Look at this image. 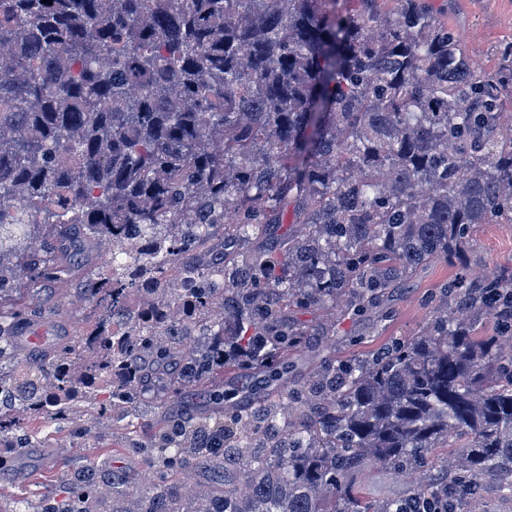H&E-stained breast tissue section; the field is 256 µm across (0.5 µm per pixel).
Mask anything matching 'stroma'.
I'll list each match as a JSON object with an SVG mask.
<instances>
[{
	"mask_svg": "<svg viewBox=\"0 0 512 512\" xmlns=\"http://www.w3.org/2000/svg\"><path fill=\"white\" fill-rule=\"evenodd\" d=\"M442 21L460 37L468 56L488 73L507 68L500 51L512 42V0H432ZM473 270L485 267L499 270L512 267V224H484L474 235L470 251ZM457 273L445 261H431L413 274L408 288L398 291L391 302L394 316L384 322L352 319L345 313L327 309L289 311L290 319L310 330L320 329L327 317L336 319V343L321 349V357L346 360L365 358L392 343L422 334L432 320V307L427 302L435 287ZM80 278H73L65 295L49 299V308L37 330L42 335H61L85 328L90 316L89 303L79 301ZM28 430L46 440L45 448L28 453L18 460V478L0 480V512H41L43 503L55 496L67 474L106 458L113 473L128 477L130 489L139 490L144 470L138 457L127 448L125 440L133 429L118 422L108 430H93L85 438H76L68 430L57 429L46 419L28 423ZM404 489L400 478L388 475L378 466L372 467L359 480L361 502L378 506Z\"/></svg>",
	"mask_w": 512,
	"mask_h": 512,
	"instance_id": "1",
	"label": "stroma"
}]
</instances>
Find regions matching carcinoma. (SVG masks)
<instances>
[{"instance_id":"carcinoma-1","label":"carcinoma","mask_w":512,"mask_h":512,"mask_svg":"<svg viewBox=\"0 0 512 512\" xmlns=\"http://www.w3.org/2000/svg\"><path fill=\"white\" fill-rule=\"evenodd\" d=\"M345 2L0 0V442L16 440L0 476L47 447L27 418L85 435L70 392L89 378L96 423L139 420L129 447L155 473L128 496L95 461L42 512H370L355 488L373 463L419 473L375 512H455L487 477L512 488V269L480 276L467 258L477 225L512 224V69L477 68L429 0ZM289 205L299 228L240 260ZM128 225L183 233L198 261L224 233L223 281L195 297L205 335H95L132 292L109 270L82 289L85 333L21 349L75 271L69 236L163 272L122 241ZM437 259L461 273L429 296L423 334L288 386L311 352L288 310L387 318L392 290ZM157 385L173 405L201 389L207 408L144 421ZM451 441L457 468L435 482L430 453ZM195 466L205 481L175 480Z\"/></svg>"}]
</instances>
